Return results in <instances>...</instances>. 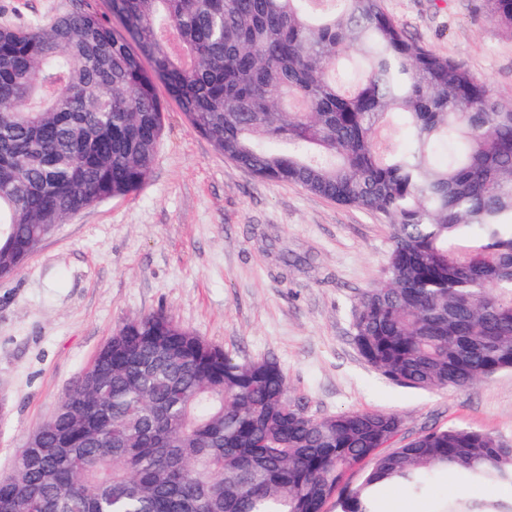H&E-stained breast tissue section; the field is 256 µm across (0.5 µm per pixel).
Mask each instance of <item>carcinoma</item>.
I'll use <instances>...</instances> for the list:
<instances>
[{
  "label": "carcinoma",
  "mask_w": 512,
  "mask_h": 512,
  "mask_svg": "<svg viewBox=\"0 0 512 512\" xmlns=\"http://www.w3.org/2000/svg\"><path fill=\"white\" fill-rule=\"evenodd\" d=\"M512 28V0H486ZM85 0L0 26V276L49 224L137 192L164 132L190 127L265 181L391 227L352 314L395 385L468 387L512 369V104L421 46L383 0ZM406 139L383 141L389 115ZM389 412L308 414L273 360L241 362L152 312L124 323L16 454L0 512H376L379 484L512 485V446L432 428L390 453ZM372 463L350 486L349 471Z\"/></svg>",
  "instance_id": "obj_1"
}]
</instances>
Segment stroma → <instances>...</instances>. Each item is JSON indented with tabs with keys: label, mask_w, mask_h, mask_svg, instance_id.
I'll use <instances>...</instances> for the list:
<instances>
[{
	"label": "stroma",
	"mask_w": 512,
	"mask_h": 512,
	"mask_svg": "<svg viewBox=\"0 0 512 512\" xmlns=\"http://www.w3.org/2000/svg\"><path fill=\"white\" fill-rule=\"evenodd\" d=\"M76 0H0V26L48 21ZM420 45L458 61L512 102V29L485 0H384ZM154 165L136 193L57 225L18 274L0 278V479L97 351L127 320L161 311L240 361H275L309 414L394 411L399 448L464 426L512 444V370L443 392L389 383L359 356L352 311L391 249L380 216L224 159L165 101ZM485 512L512 488L441 475L434 491L388 495L396 512H442L456 497Z\"/></svg>",
	"instance_id": "35a3bbf8"
}]
</instances>
